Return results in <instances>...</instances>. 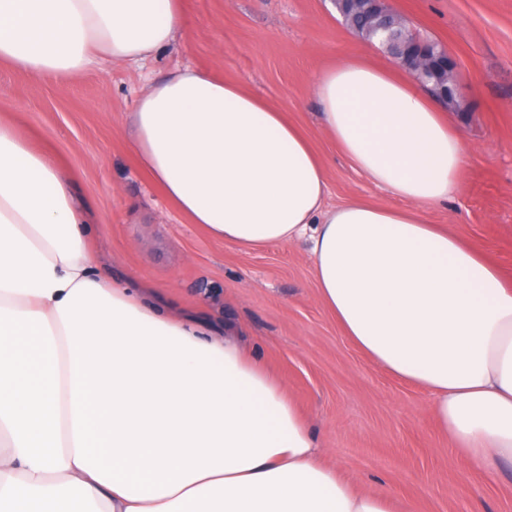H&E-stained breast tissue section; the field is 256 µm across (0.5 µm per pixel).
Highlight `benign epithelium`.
<instances>
[{
  "instance_id": "benign-epithelium-1",
  "label": "benign epithelium",
  "mask_w": 512,
  "mask_h": 512,
  "mask_svg": "<svg viewBox=\"0 0 512 512\" xmlns=\"http://www.w3.org/2000/svg\"><path fill=\"white\" fill-rule=\"evenodd\" d=\"M337 12L342 16H359L371 26L379 36L378 43L384 45L392 58L414 78L431 74L436 77V90L444 98H456L454 59L448 52L431 54L424 49L425 42L412 31L400 28L398 22L377 13L383 6L381 0H332Z\"/></svg>"
}]
</instances>
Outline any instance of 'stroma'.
Returning <instances> with one entry per match:
<instances>
[{
  "instance_id": "1",
  "label": "stroma",
  "mask_w": 512,
  "mask_h": 512,
  "mask_svg": "<svg viewBox=\"0 0 512 512\" xmlns=\"http://www.w3.org/2000/svg\"><path fill=\"white\" fill-rule=\"evenodd\" d=\"M456 61L472 146L448 203L426 207L512 278V0H385ZM173 47L141 65L99 57L79 76L36 79L0 63V118L52 152L97 227L101 264L154 288L179 315L236 335L283 380L327 461L359 488L415 501L417 512H512V466L485 477L455 456L428 396L383 372L339 331L318 297L306 243L242 249L210 237L166 201L124 134L147 79L193 65L242 82L285 111L327 167L326 204L396 198L353 169L323 131L316 76L357 38L331 0H183Z\"/></svg>"
}]
</instances>
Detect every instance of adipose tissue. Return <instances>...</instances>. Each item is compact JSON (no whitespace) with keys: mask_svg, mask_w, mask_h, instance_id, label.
Here are the masks:
<instances>
[{"mask_svg":"<svg viewBox=\"0 0 512 512\" xmlns=\"http://www.w3.org/2000/svg\"><path fill=\"white\" fill-rule=\"evenodd\" d=\"M181 0H0V60L77 76L173 45ZM324 130L402 208H329L322 160L283 113L194 67L151 80L126 130L190 223L243 248L306 242L342 334L424 391L458 455L512 465V281L422 215L469 148L406 71L357 47L313 85ZM47 149L0 120V512H414L323 460L284 387L235 337L119 285Z\"/></svg>","mask_w":512,"mask_h":512,"instance_id":"adipose-tissue-1","label":"adipose tissue"}]
</instances>
